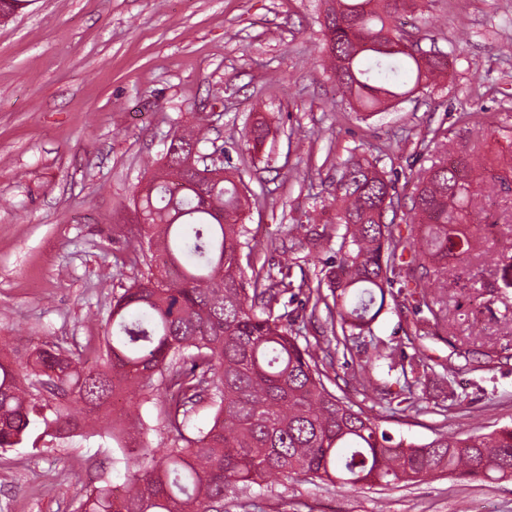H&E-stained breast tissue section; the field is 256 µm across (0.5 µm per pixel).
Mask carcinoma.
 Wrapping results in <instances>:
<instances>
[{"instance_id":"obj_1","label":"carcinoma","mask_w":512,"mask_h":512,"mask_svg":"<svg viewBox=\"0 0 512 512\" xmlns=\"http://www.w3.org/2000/svg\"><path fill=\"white\" fill-rule=\"evenodd\" d=\"M327 56L349 101L365 109L391 107L448 74V54L406 53L393 40L400 15L417 0H324ZM200 125L174 136L171 158L152 172L137 210L148 249L128 237L132 266H144L112 296V324L103 368H84L81 357L53 346L23 357L0 348V448L23 444L39 421L43 434L64 439L90 432L112 438L125 462L121 496L109 478L85 495L79 512H224L228 493L264 489L273 477H304L355 490L439 475L495 481L512 478V427L465 437L440 434L425 444L396 440L364 408L336 396L325 368L339 348L366 336L391 294L389 272L405 252L422 268L409 305L448 322L442 292L448 257L466 260L478 241L461 230L483 211L486 198L476 170L494 162L470 149L443 152L417 176L410 211L417 233L404 239L386 223L394 183L370 162L346 161L336 181V224L344 232L338 260L323 269L326 284L292 277L286 246L276 253L279 279L266 265L240 259L258 245L242 224L248 186L203 165L185 169L192 150L208 143ZM327 287L323 294L321 287ZM304 297L301 311L324 306L330 335L300 341L293 314L275 313L284 295ZM415 381L432 364L422 355L405 360L381 340L354 373L363 392L376 391L379 362ZM125 390L159 408L171 446L157 453L142 446L141 422L102 416L112 395ZM201 407L212 411L205 429L192 430Z\"/></svg>"}]
</instances>
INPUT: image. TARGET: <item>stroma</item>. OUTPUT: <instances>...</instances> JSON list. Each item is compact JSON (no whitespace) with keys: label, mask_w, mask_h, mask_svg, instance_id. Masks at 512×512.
<instances>
[{"label":"stroma","mask_w":512,"mask_h":512,"mask_svg":"<svg viewBox=\"0 0 512 512\" xmlns=\"http://www.w3.org/2000/svg\"><path fill=\"white\" fill-rule=\"evenodd\" d=\"M321 0H33L0 17V342L25 353L58 345L101 365L134 198L174 133L204 124L224 144L257 203V240L290 247L294 277L317 283L294 224L335 214L337 170L376 162L411 195V170L435 151L494 156L512 128V0H422L411 15L422 46L451 53L444 82L376 115L351 107L325 59ZM277 127L254 151L256 120ZM448 262L445 339L412 340V316L387 302L374 333L395 352L425 351L455 370L413 389L401 412L352 377L364 355L336 354L328 374L393 437L512 425V287L501 275L512 237ZM101 438L0 450V512H74L101 474L125 466ZM228 512H512V479L439 476L354 491L303 478L227 499Z\"/></svg>","instance_id":"stroma-1"}]
</instances>
